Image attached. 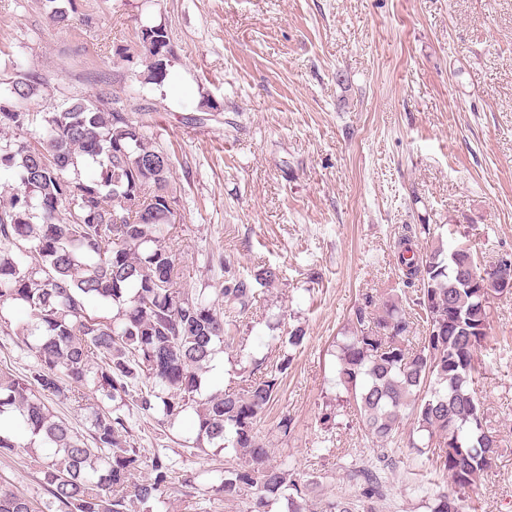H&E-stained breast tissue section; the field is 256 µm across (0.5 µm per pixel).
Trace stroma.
<instances>
[{
	"instance_id": "obj_1",
	"label": "stroma",
	"mask_w": 512,
	"mask_h": 512,
	"mask_svg": "<svg viewBox=\"0 0 512 512\" xmlns=\"http://www.w3.org/2000/svg\"><path fill=\"white\" fill-rule=\"evenodd\" d=\"M146 22L165 25L174 50L161 88L117 55ZM24 71L45 81L32 111L117 94L146 113L173 160L185 288L212 297L225 274L279 271L232 319L216 386L239 389L290 356L257 425L269 462L308 480L313 504L357 497L374 445L353 412L323 418L346 398L336 340L355 307L373 295L413 308L398 238L463 242L487 263L512 256V0H75L64 29L43 0H0V79ZM209 100L219 111H204ZM27 317L20 305L0 316V368L16 374L34 360L13 334ZM297 326L306 338L292 350L280 338ZM490 334L501 345L480 355L476 392L500 448L470 496L477 512H512V298L495 301ZM105 407L140 447L177 460L184 485L168 512H251L254 496L219 490L223 451L189 455L193 411L160 422ZM387 455L373 512H429L447 476L407 443ZM42 479L27 449L0 452V488L44 502Z\"/></svg>"
}]
</instances>
